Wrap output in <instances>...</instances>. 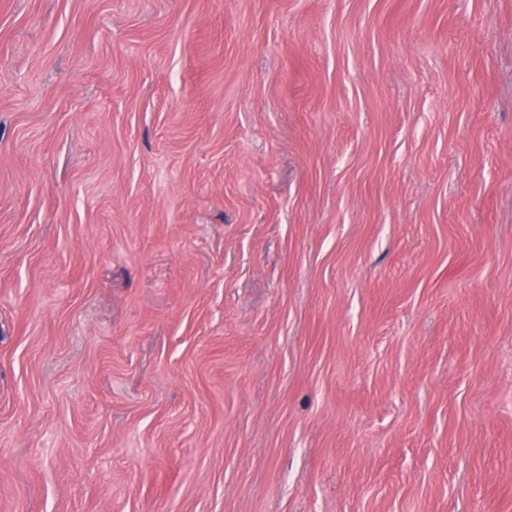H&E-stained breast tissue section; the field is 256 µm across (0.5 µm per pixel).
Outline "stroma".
<instances>
[{"instance_id": "stroma-1", "label": "stroma", "mask_w": 512, "mask_h": 512, "mask_svg": "<svg viewBox=\"0 0 512 512\" xmlns=\"http://www.w3.org/2000/svg\"><path fill=\"white\" fill-rule=\"evenodd\" d=\"M0 512H512V0H0Z\"/></svg>"}]
</instances>
